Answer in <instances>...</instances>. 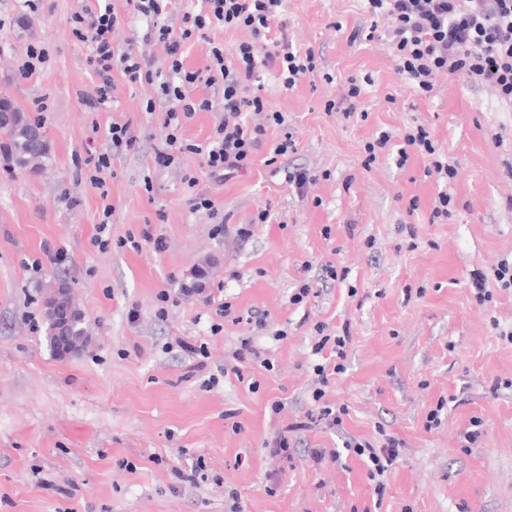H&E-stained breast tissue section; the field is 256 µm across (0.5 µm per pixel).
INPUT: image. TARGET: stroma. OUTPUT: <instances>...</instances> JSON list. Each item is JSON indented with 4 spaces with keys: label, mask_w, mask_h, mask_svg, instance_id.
<instances>
[{
    "label": "stroma",
    "mask_w": 512,
    "mask_h": 512,
    "mask_svg": "<svg viewBox=\"0 0 512 512\" xmlns=\"http://www.w3.org/2000/svg\"><path fill=\"white\" fill-rule=\"evenodd\" d=\"M80 4L44 0L33 11L0 0V92L50 146L38 174L0 155V512H229L234 501L241 512H512V288L490 280L481 303L473 286L475 272L512 259V106L445 74L430 96L417 93L384 31L351 40L370 24L361 0H286L288 42L313 49L317 69L288 91L265 72L262 95L286 123L268 127L247 170L218 183L196 154L155 165L166 130L164 113L146 110L151 87L119 78L111 105L81 103L94 76L87 45L70 31ZM212 36L187 44L188 69L205 70L211 43L229 53L249 38L242 28ZM31 41L45 43L49 59L25 79L18 67ZM353 82L356 112L328 111ZM115 122L130 123L137 144L111 152L104 199L89 160L108 150L103 131ZM417 125L455 165L450 182L415 152L402 165L393 154L368 162L380 132L399 148ZM287 133L296 153L269 162ZM299 169L316 178L301 193L286 178ZM442 191L450 214L436 219ZM198 192L215 201L224 235L192 210ZM104 219L102 249L93 238ZM243 224L249 236L237 235ZM201 264L203 293L184 295ZM55 277L70 282L91 328L88 349L66 358L49 350L41 324V287ZM305 281L315 297L292 303ZM164 291L172 302L161 319ZM225 302L241 315L265 311V328L217 319ZM318 324L350 337L347 370L324 397L347 409L339 431L304 425L313 366L325 360L312 352ZM245 337L274 362L253 369V390L224 374ZM181 339L205 344L204 362L185 357ZM435 409L441 423L430 429ZM283 432L286 466L270 453ZM388 435L402 446L380 495L366 457L345 442L378 447ZM199 456L204 476H175Z\"/></svg>",
    "instance_id": "stroma-1"
}]
</instances>
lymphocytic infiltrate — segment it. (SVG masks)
I'll return each instance as SVG.
<instances>
[{"mask_svg": "<svg viewBox=\"0 0 512 512\" xmlns=\"http://www.w3.org/2000/svg\"><path fill=\"white\" fill-rule=\"evenodd\" d=\"M172 0H126L134 15L144 19L142 40L161 46L163 66L133 48L112 43V31L119 22L113 0H83L71 17V34L87 44V65L96 82L82 94L84 105L94 108L112 100L115 76L131 85L155 87L147 111L164 112L167 131L165 146L155 160L167 167L176 154L203 156L216 180H228L246 169L270 124L283 125V113L272 112L260 94L262 73L273 67L279 72L284 90L313 74L317 68L313 50L293 48L280 29L284 0H201L199 10L184 13L181 27L161 21ZM369 17L385 19L388 39L394 49L396 70L423 95L434 89L433 78L445 73L491 87L497 97L512 103V0H362ZM218 27L244 28L250 40L232 53L223 46L211 47V62L203 71L184 65L183 46L192 39H208ZM214 88V96L195 94L197 84ZM220 110L222 119L213 134L201 144L187 143L179 131L183 120L198 112ZM257 121H250V114ZM313 346L315 353L330 351L332 364L313 368L320 384L312 395L318 411L308 413L310 425L333 429L342 422V412L324 404V387L330 376L346 369L348 336H330L324 325Z\"/></svg>", "mask_w": 512, "mask_h": 512, "instance_id": "f902f5d3", "label": "lymphocytic infiltrate"}]
</instances>
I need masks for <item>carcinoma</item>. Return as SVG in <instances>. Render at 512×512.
Wrapping results in <instances>:
<instances>
[{
  "label": "carcinoma",
  "instance_id": "cac0c4a2",
  "mask_svg": "<svg viewBox=\"0 0 512 512\" xmlns=\"http://www.w3.org/2000/svg\"><path fill=\"white\" fill-rule=\"evenodd\" d=\"M0 133H5L7 141L3 144L14 165L23 171L39 173L44 169L45 161L49 158V144L38 123L32 121L21 112L12 102L9 95L0 93ZM69 284L62 278H55L44 285L43 316L46 338L50 350L58 352L59 346L55 337V309L59 300L58 289L67 288ZM65 303L72 309L71 343L76 352L83 351L91 340L88 324L83 310L76 301L73 293L64 298Z\"/></svg>",
  "mask_w": 512,
  "mask_h": 512
}]
</instances>
